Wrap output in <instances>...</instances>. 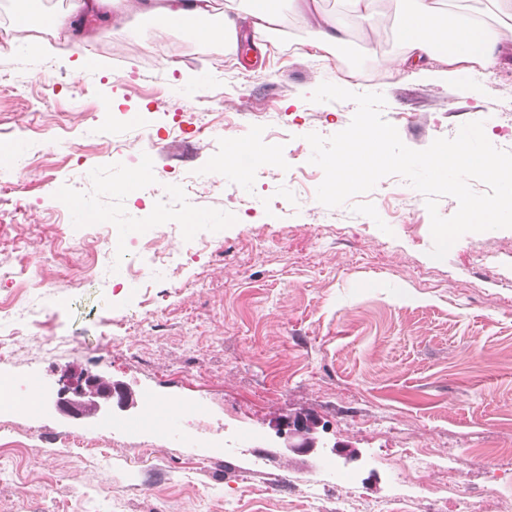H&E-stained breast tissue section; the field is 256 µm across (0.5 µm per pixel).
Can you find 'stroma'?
I'll use <instances>...</instances> for the list:
<instances>
[{"label": "stroma", "instance_id": "obj_1", "mask_svg": "<svg viewBox=\"0 0 512 512\" xmlns=\"http://www.w3.org/2000/svg\"><path fill=\"white\" fill-rule=\"evenodd\" d=\"M375 30L351 28L341 47L301 53L307 33L291 9L266 39L194 41L160 19L113 9L75 77L78 44L39 23L44 50L0 47V314L13 343L0 376L38 377L55 395L88 372L133 397L199 405L176 430L90 426L40 404L0 406V428L21 449L0 455V512H337L353 497L391 512H432L467 498L471 512H512V229L469 232L445 259L424 196L401 177L328 208L315 196L308 133L345 129L351 101L314 103L322 82L384 95L383 116L415 150L480 120L512 150V30L498 65L460 84L435 72L378 68L401 53L400 0H375ZM264 115L263 123L252 120ZM258 140L279 159L262 172L215 168L229 139ZM152 153L156 193L114 187L128 153ZM197 182L194 211L157 225L175 270L131 282L115 267H150L129 225L166 212L178 181ZM98 210L106 238L72 200ZM58 336L76 350L47 358ZM121 345H113V337ZM313 422L314 453L281 449L278 425ZM96 444L88 456L62 439ZM406 448L431 463L417 479Z\"/></svg>", "mask_w": 512, "mask_h": 512}]
</instances>
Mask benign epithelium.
I'll list each match as a JSON object with an SVG mask.
<instances>
[{"label": "benign epithelium", "instance_id": "1", "mask_svg": "<svg viewBox=\"0 0 512 512\" xmlns=\"http://www.w3.org/2000/svg\"><path fill=\"white\" fill-rule=\"evenodd\" d=\"M58 409L64 414L75 417H95L100 414H111L118 409L125 411L130 407L127 391L118 384L99 376H88L73 373L66 384L58 392L56 402ZM288 432L277 431L278 437H298L301 442L288 443V447L312 448L315 440L311 437L312 426L302 418L285 422Z\"/></svg>", "mask_w": 512, "mask_h": 512}]
</instances>
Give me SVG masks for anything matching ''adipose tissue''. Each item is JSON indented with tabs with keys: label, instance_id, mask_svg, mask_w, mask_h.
<instances>
[{
	"label": "adipose tissue",
	"instance_id": "ef3b65f1",
	"mask_svg": "<svg viewBox=\"0 0 512 512\" xmlns=\"http://www.w3.org/2000/svg\"><path fill=\"white\" fill-rule=\"evenodd\" d=\"M307 31L306 47L324 49L347 42L348 25L340 18L312 12L310 0H292ZM215 0H126L128 8L161 17L164 27L185 25L198 42L213 43L250 28L255 37L276 30L281 20L280 0H246L242 12L224 15L209 24ZM447 0H403L395 35L402 44L401 56L383 59L387 69L404 73L417 64H438L442 72L467 81L475 68L497 64V43L492 29L478 13L446 10Z\"/></svg>",
	"mask_w": 512,
	"mask_h": 512
}]
</instances>
